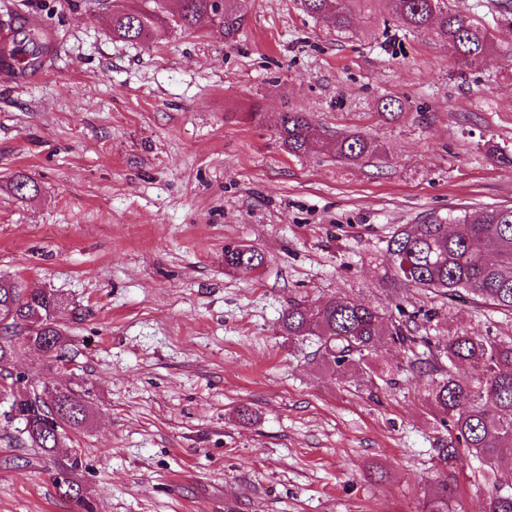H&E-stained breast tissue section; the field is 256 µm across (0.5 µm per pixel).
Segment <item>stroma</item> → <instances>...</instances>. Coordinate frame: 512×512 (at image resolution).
<instances>
[{"mask_svg":"<svg viewBox=\"0 0 512 512\" xmlns=\"http://www.w3.org/2000/svg\"><path fill=\"white\" fill-rule=\"evenodd\" d=\"M446 3L493 34L480 64L387 0H358L345 31L247 0L230 43L169 23L115 39L113 0H0V22L51 38L46 70L0 73V273L63 295L71 326L67 370L34 352L16 367L88 390L92 420L58 455H80L96 512H418L448 438L430 373L388 345L373 383L341 374L279 317L344 295L403 324L433 311L434 336L512 337V316L404 287L386 260L398 225L512 207V0ZM287 110L326 147L285 152ZM353 132L378 153L338 159ZM18 172L38 196L13 195ZM228 243L264 267L226 272ZM55 474L0 444V512H71ZM511 478L463 471L450 512H483Z\"/></svg>","mask_w":512,"mask_h":512,"instance_id":"35a3bbf8","label":"stroma"}]
</instances>
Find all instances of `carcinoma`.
I'll list each match as a JSON object with an SVG mask.
<instances>
[{
    "label": "carcinoma",
    "mask_w": 512,
    "mask_h": 512,
    "mask_svg": "<svg viewBox=\"0 0 512 512\" xmlns=\"http://www.w3.org/2000/svg\"><path fill=\"white\" fill-rule=\"evenodd\" d=\"M355 2L302 0V6L328 25L344 29ZM391 6L403 27L432 30L470 65L493 49L489 33L449 13L444 0H391ZM246 18L245 0H178L173 22L189 32L204 21L224 33L229 43ZM164 22L162 0H139L112 10V37L138 42ZM16 34L11 44L0 47L1 67L10 66L18 55L27 67L40 57L36 32L21 26ZM279 138L292 155L324 147L304 112L280 114ZM334 149L338 158L355 162L377 152L378 145L352 133L336 140ZM12 190L26 200L38 194L39 186L17 173ZM448 223L434 214L395 230L386 249L394 279L435 295L464 296L512 315V207L474 219L456 216L452 219L459 226L456 231L448 230ZM264 264V255L251 246H224V268L229 271L247 273ZM64 306V298L55 291L0 274V416L13 425V430L0 434V440L10 448L30 449L37 459L54 457L66 431H78L90 420L82 390L29 382L16 371V359L28 350L39 352L51 367L66 360V328L56 320ZM279 328L291 340H314L321 361L339 371L359 366L382 345L393 343L410 352L412 368L435 375L430 403L440 422L448 425V445L438 449L442 471L424 495L422 512H450L448 502L458 475L474 461L483 473L496 470L503 463V449L512 447V338L480 336L467 328L444 342L426 334L413 336L408 326L395 323L377 308L340 295L289 302ZM459 365L470 367L471 373H458ZM80 465L75 455L61 463L57 473L65 474V480L55 483V488L74 512H95L89 493L73 478ZM487 512H512V485L497 488Z\"/></svg>",
    "instance_id": "1"
}]
</instances>
